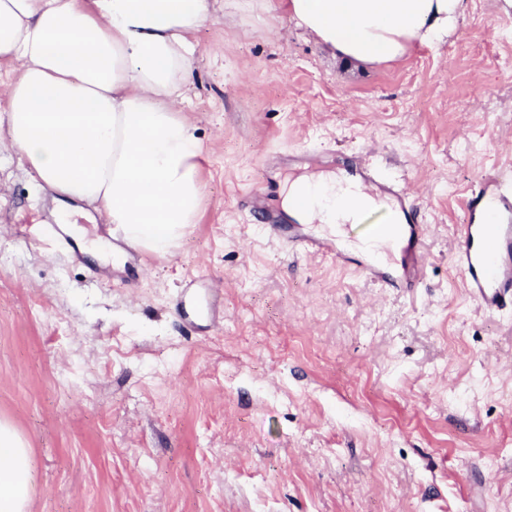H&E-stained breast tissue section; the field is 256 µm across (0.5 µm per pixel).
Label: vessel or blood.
I'll use <instances>...</instances> for the list:
<instances>
[{
  "label": "vessel or blood",
  "instance_id": "obj_1",
  "mask_svg": "<svg viewBox=\"0 0 512 512\" xmlns=\"http://www.w3.org/2000/svg\"><path fill=\"white\" fill-rule=\"evenodd\" d=\"M350 170L379 196L388 198L402 213L400 224L371 228L367 241H388L400 248L402 272L389 273L372 259L359 261L384 288L417 287L423 268L425 228L405 188L386 179L368 159L352 156ZM244 206L262 223L277 224L276 214L265 206L262 194L246 195ZM467 222L461 227L456 264L466 283L468 295L483 309L497 312L512 306V175L494 173L477 183L464 201ZM287 241L306 253L347 260V253L332 242L289 231Z\"/></svg>",
  "mask_w": 512,
  "mask_h": 512
}]
</instances>
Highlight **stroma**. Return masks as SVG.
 <instances>
[{"instance_id":"stroma-1","label":"stroma","mask_w":512,"mask_h":512,"mask_svg":"<svg viewBox=\"0 0 512 512\" xmlns=\"http://www.w3.org/2000/svg\"><path fill=\"white\" fill-rule=\"evenodd\" d=\"M447 37L369 65L278 0L197 34L182 106L202 145L199 220L169 253L75 260L15 224L51 191L0 154V419L30 448L28 512H512V310L453 265L464 199L512 169V0H466ZM369 157L427 227L415 296L288 251L253 190ZM243 207L248 208L249 212L260 219L263 224H269L274 231L283 237L281 230L274 224H279L278 217L276 214L265 207V201L262 194L258 192H252L249 195L244 196Z\"/></svg>"}]
</instances>
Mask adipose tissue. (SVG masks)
Segmentation results:
<instances>
[{"label": "adipose tissue", "mask_w": 512, "mask_h": 512, "mask_svg": "<svg viewBox=\"0 0 512 512\" xmlns=\"http://www.w3.org/2000/svg\"><path fill=\"white\" fill-rule=\"evenodd\" d=\"M219 0H0V62L14 65L0 151L20 154L62 210L85 203L131 244L167 253L197 223L201 146L179 89ZM317 41L382 64L442 39L464 0H281ZM302 224H359L391 207L346 170L287 178ZM29 450L0 420V512H27Z\"/></svg>", "instance_id": "ef3b65f1"}]
</instances>
